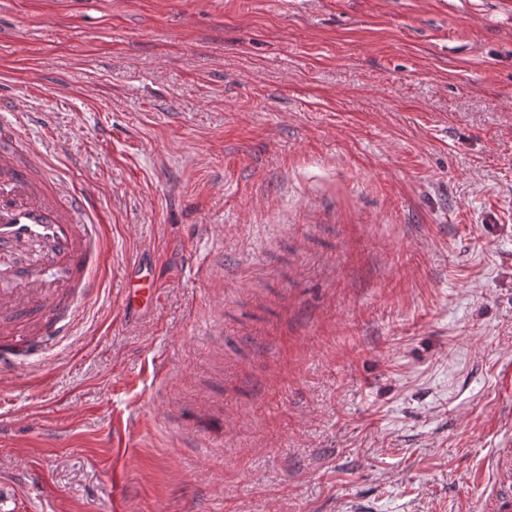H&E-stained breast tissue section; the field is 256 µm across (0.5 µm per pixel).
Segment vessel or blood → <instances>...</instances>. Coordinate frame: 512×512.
I'll return each mask as SVG.
<instances>
[{
    "instance_id": "1",
    "label": "vessel or blood",
    "mask_w": 512,
    "mask_h": 512,
    "mask_svg": "<svg viewBox=\"0 0 512 512\" xmlns=\"http://www.w3.org/2000/svg\"><path fill=\"white\" fill-rule=\"evenodd\" d=\"M39 242L43 270L15 267L0 289V375L21 355H35L69 338L74 318L100 293L96 272L102 241L90 190L52 172L45 152L28 145L20 127L0 123V252ZM125 306L148 310L157 302L155 266H128ZM484 512H512V448L498 449L484 486Z\"/></svg>"
}]
</instances>
